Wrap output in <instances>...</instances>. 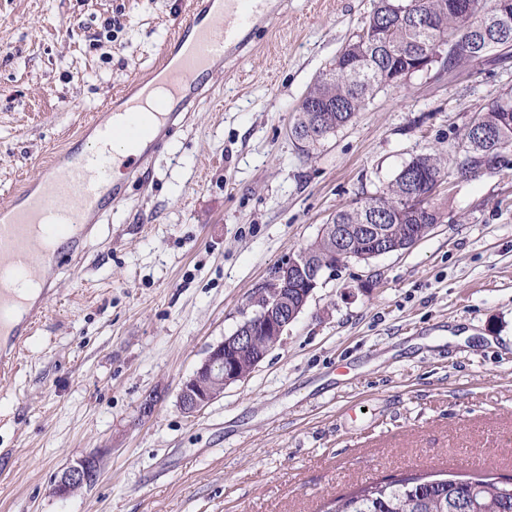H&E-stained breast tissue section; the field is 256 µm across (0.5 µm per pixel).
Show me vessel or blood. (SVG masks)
Returning <instances> with one entry per match:
<instances>
[{
  "instance_id": "vessel-or-blood-1",
  "label": "vessel or blood",
  "mask_w": 512,
  "mask_h": 512,
  "mask_svg": "<svg viewBox=\"0 0 512 512\" xmlns=\"http://www.w3.org/2000/svg\"><path fill=\"white\" fill-rule=\"evenodd\" d=\"M281 0H188L159 57L112 99L113 113L90 129L97 141L122 132L133 153L130 170L144 179L166 129L207 92L206 77L239 57L249 35L271 22ZM109 152L74 144L64 160L42 166L39 180L0 201V379H9L48 298L57 292L63 255H77L94 225L123 197L103 175ZM37 283L25 297L22 284Z\"/></svg>"
}]
</instances>
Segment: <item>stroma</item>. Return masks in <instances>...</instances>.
<instances>
[{"label":"stroma","instance_id":"stroma-1","mask_svg":"<svg viewBox=\"0 0 512 512\" xmlns=\"http://www.w3.org/2000/svg\"><path fill=\"white\" fill-rule=\"evenodd\" d=\"M373 0H288L213 77L147 182L66 261L0 380V512H325L412 470L512 476V163L453 178L415 247L324 272L252 374L178 393L273 267L512 89V58L414 74L303 149L295 109ZM185 0H0V199L158 56ZM157 403L140 413L146 394ZM102 453L95 487L52 494Z\"/></svg>","mask_w":512,"mask_h":512}]
</instances>
